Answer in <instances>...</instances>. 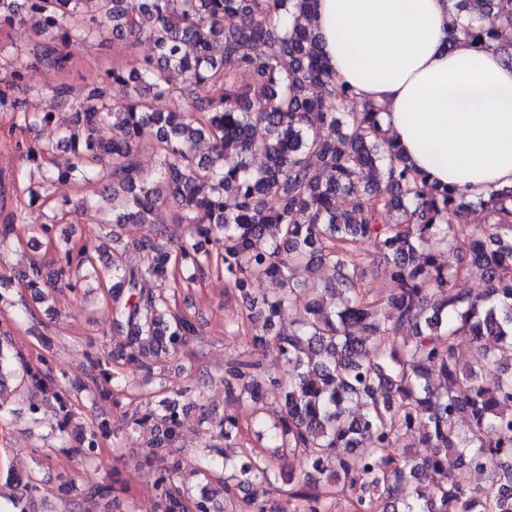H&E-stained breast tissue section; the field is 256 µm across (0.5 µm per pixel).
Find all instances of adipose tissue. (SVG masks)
<instances>
[{
    "instance_id": "ef3b65f1",
    "label": "adipose tissue",
    "mask_w": 512,
    "mask_h": 512,
    "mask_svg": "<svg viewBox=\"0 0 512 512\" xmlns=\"http://www.w3.org/2000/svg\"><path fill=\"white\" fill-rule=\"evenodd\" d=\"M452 0H318L328 62L409 162L470 199L512 187V65L453 32Z\"/></svg>"
}]
</instances>
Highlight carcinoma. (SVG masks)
<instances>
[{
    "mask_svg": "<svg viewBox=\"0 0 512 512\" xmlns=\"http://www.w3.org/2000/svg\"><path fill=\"white\" fill-rule=\"evenodd\" d=\"M316 0H0V27L29 26L43 36L42 66L68 71L69 43L144 38L156 58L131 68L116 63L58 123L55 140L17 141L27 161L48 160L45 182L92 185L112 179L100 224H152L164 209L187 235L172 251L160 238L134 245L142 264L112 263V330L142 352H168L196 333L195 323L163 294L138 289L189 268L215 270L244 296L272 285L249 319L256 341L288 363V378L233 359L225 397L249 422L264 426L263 391L280 390L279 422L264 448H240L239 421L214 413L203 423L224 436V494L234 512H267L253 489L271 483L275 460L302 458L317 474L288 485V512H512V188L484 203L487 222L468 234V260L440 262L466 223L471 203L455 188L431 184L378 120L373 103L347 110L353 89L336 79L311 23ZM469 16L463 34L512 63V0H454ZM0 78V114L8 133L24 134L51 120L20 96L32 66L7 63ZM207 86L210 95L194 96ZM160 98L181 102L158 112ZM154 130L155 171L135 156L145 128ZM207 152H201L202 145ZM263 159L256 167L253 161ZM352 198L341 210L336 197ZM276 201L266 206V198ZM20 211L0 206V250ZM58 214L29 225L31 238H51ZM371 240L363 265L353 256ZM96 248L69 247L56 260L58 278L95 268ZM333 268L335 281L311 278L314 297L295 271ZM43 267L30 263L23 286L43 287ZM383 276L388 293L372 296L367 279ZM479 276L486 288L469 295L457 283ZM130 295L122 298V289ZM299 312L288 333L275 331L285 309ZM59 402L58 431L68 432L74 403L59 392L47 361L33 362L0 345V388L15 365ZM438 383H432L433 376ZM466 427L459 426V420ZM162 439L179 438L175 411L162 417ZM106 423L75 437L97 454ZM417 443L401 444L404 436ZM402 445L393 454L389 449ZM483 474L472 486L469 465ZM172 460L155 482L156 512H210L209 492L187 496ZM17 490L11 512L39 491L37 479L7 470ZM113 487L89 482L83 492L108 499Z\"/></svg>",
    "mask_w": 512,
    "mask_h": 512,
    "instance_id": "cac0c4a2",
    "label": "carcinoma"
}]
</instances>
